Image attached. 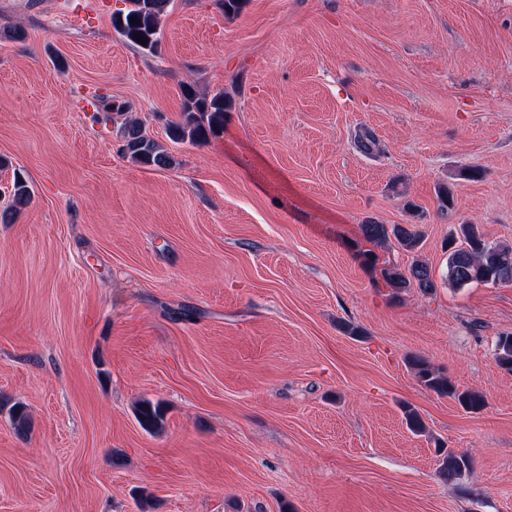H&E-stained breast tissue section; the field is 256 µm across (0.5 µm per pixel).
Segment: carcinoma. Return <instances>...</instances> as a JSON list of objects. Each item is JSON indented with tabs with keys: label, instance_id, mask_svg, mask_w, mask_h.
I'll use <instances>...</instances> for the list:
<instances>
[{
	"label": "carcinoma",
	"instance_id": "cac0c4a2",
	"mask_svg": "<svg viewBox=\"0 0 512 512\" xmlns=\"http://www.w3.org/2000/svg\"><path fill=\"white\" fill-rule=\"evenodd\" d=\"M172 0H126V7L112 16V25L117 33L146 54L158 50L161 36L162 18ZM136 17L138 23L131 24ZM143 35L146 44L133 39V35ZM183 106L179 120L169 125V139L176 144L197 145L224 130V112L231 107V100L222 92L211 96L201 95L188 86L182 90ZM122 151L131 162L158 168H168L176 163L173 155L143 130L142 123L132 120L122 128ZM355 146L364 154L378 150L374 133L368 129L355 137ZM363 237L373 243L396 246L404 252L415 255L407 268L389 265L381 270L387 285L398 294L412 288L423 295L432 294L438 288L429 265L417 258L423 233L416 224H378L369 222L361 225ZM459 239H450L445 246L446 276L451 288H465L472 284L506 285L512 284V247L490 241L476 224L458 225ZM495 358L498 365L512 372V335L499 337ZM414 376L426 389L438 396L453 399L466 412L478 413L487 406L483 393L475 390H459L448 376L422 357L409 362ZM407 428L415 433L425 432V423L420 413L409 405L402 407ZM135 414L140 426L148 432L162 430L164 411L160 404L150 399L139 401ZM15 431L28 435L31 431L29 417L20 404L11 409L10 414ZM472 459L466 453L450 449L440 454L437 472L447 482H459L471 472Z\"/></svg>",
	"mask_w": 512,
	"mask_h": 512
}]
</instances>
